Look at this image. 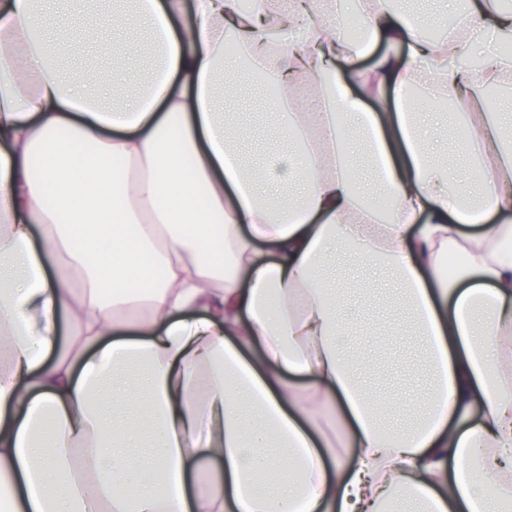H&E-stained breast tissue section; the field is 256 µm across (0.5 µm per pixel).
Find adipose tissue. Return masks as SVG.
I'll return each instance as SVG.
<instances>
[{"instance_id":"obj_1","label":"adipose tissue","mask_w":512,"mask_h":512,"mask_svg":"<svg viewBox=\"0 0 512 512\" xmlns=\"http://www.w3.org/2000/svg\"><path fill=\"white\" fill-rule=\"evenodd\" d=\"M356 19L358 40L326 0H133L99 25L145 27L146 44L90 84L56 64L80 55L83 16L55 38L47 0H0L9 512L512 502V143L477 95L512 60L461 64L477 34L512 36V12L469 0L440 42L389 0H360ZM228 73L278 88L268 134L298 150L246 165ZM439 91L471 130L451 153L491 162L484 186L425 144L416 114ZM353 135L389 221L356 176ZM340 246L392 277L424 346L432 388L397 426L360 386L348 310L320 274Z\"/></svg>"}]
</instances>
